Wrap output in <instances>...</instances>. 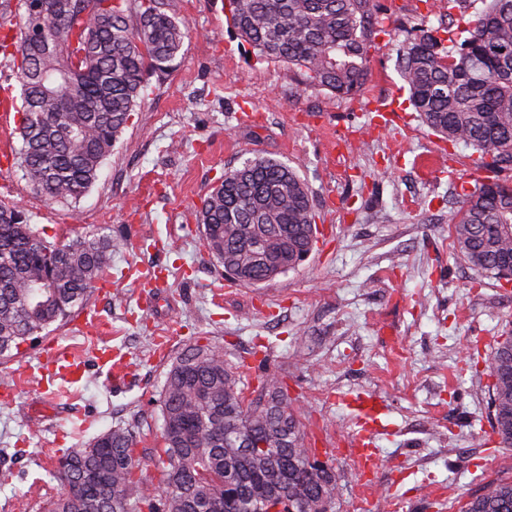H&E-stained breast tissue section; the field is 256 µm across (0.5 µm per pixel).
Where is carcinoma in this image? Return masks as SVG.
<instances>
[{
    "label": "carcinoma",
    "instance_id": "cac0c4a2",
    "mask_svg": "<svg viewBox=\"0 0 512 512\" xmlns=\"http://www.w3.org/2000/svg\"><path fill=\"white\" fill-rule=\"evenodd\" d=\"M237 38L261 61L351 99L384 31L378 0H225ZM23 11L22 38L0 37L14 63L21 178L50 204L75 206L130 122L150 77L162 79L190 32L163 0H0ZM451 33L445 28L441 30ZM427 27L405 40L397 65L422 123L478 153L492 174L463 194L451 219L457 255L478 274L512 280V0H489L469 36L444 46ZM204 245L225 276L259 286L298 268L318 234L308 184L295 168L256 156L224 170L201 200ZM120 242L101 234L49 242L31 216L0 202V359L83 309ZM493 432L512 448V330L486 369ZM158 461L164 491L136 477L135 431L114 427L66 450L48 512H334L335 472L321 462L280 373L263 370L250 396L224 351L187 346L165 373ZM459 512H512V479H497Z\"/></svg>",
    "mask_w": 512,
    "mask_h": 512
}]
</instances>
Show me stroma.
Instances as JSON below:
<instances>
[{
  "label": "stroma",
  "mask_w": 512,
  "mask_h": 512,
  "mask_svg": "<svg viewBox=\"0 0 512 512\" xmlns=\"http://www.w3.org/2000/svg\"><path fill=\"white\" fill-rule=\"evenodd\" d=\"M191 27L163 83H149L99 178L76 208L47 205L14 167L0 168V194L20 203L48 241L100 233L120 240L111 293L85 314L107 326L56 324L0 364L15 391L0 401V512H46L59 486L62 451L127 426L140 434L138 470L162 485L154 448L164 375L189 343L240 361L264 352L285 369L288 394L310 436L332 449L336 512H380L355 484L342 447L359 393L387 400L388 431L376 441L379 481L400 512H451L492 480L512 478V448L491 436L485 369L512 327V288L477 276L448 233L462 191L485 176L473 149L451 146L414 112L396 61L400 45L444 16L462 33L474 8L448 0H379L369 78L353 100L306 87L299 74L251 56L228 28L224 0H170ZM384 100L399 124L371 122ZM448 174L425 171L431 151ZM288 163L308 183L321 236L297 269L252 287L227 279L196 220L201 197L225 169L256 154ZM156 272L152 306L139 307L140 277ZM53 339L83 360L76 382L57 379L46 399L35 350ZM120 350L130 375L113 383L97 350Z\"/></svg>",
  "instance_id": "obj_1"
}]
</instances>
